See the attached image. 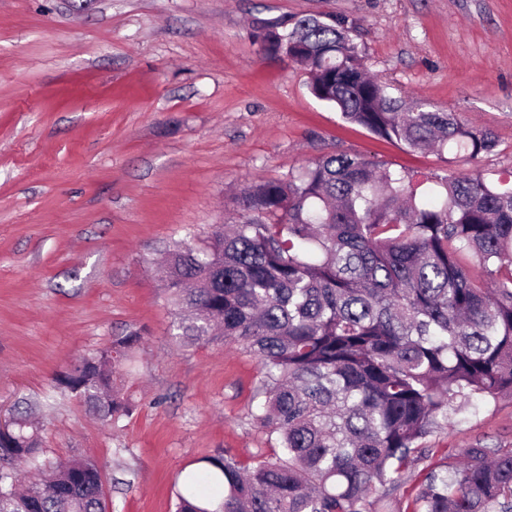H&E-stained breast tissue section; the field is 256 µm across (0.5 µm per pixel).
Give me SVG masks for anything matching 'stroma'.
<instances>
[{
	"instance_id": "35a3bbf8",
	"label": "stroma",
	"mask_w": 512,
	"mask_h": 512,
	"mask_svg": "<svg viewBox=\"0 0 512 512\" xmlns=\"http://www.w3.org/2000/svg\"><path fill=\"white\" fill-rule=\"evenodd\" d=\"M347 17L377 78L492 131L477 161L412 152L344 121L303 68L264 56L266 21ZM428 174L512 169V0H0V419L31 416L50 465L94 459L108 512H175L174 482L224 452L278 450L254 420L256 359L187 344L159 268L235 224L236 193L326 154ZM135 331L103 422L60 383ZM512 448V399L473 398L428 463Z\"/></svg>"
}]
</instances>
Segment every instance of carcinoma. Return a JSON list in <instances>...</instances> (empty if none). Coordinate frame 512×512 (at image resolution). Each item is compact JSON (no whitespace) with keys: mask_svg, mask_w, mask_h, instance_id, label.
<instances>
[{"mask_svg":"<svg viewBox=\"0 0 512 512\" xmlns=\"http://www.w3.org/2000/svg\"><path fill=\"white\" fill-rule=\"evenodd\" d=\"M351 31L342 16L312 17L282 32L269 23L258 39L266 55L305 67L314 97L373 134L474 161L496 148L493 133L457 114L392 95L368 75ZM426 181L359 154L323 156L244 188L243 222L168 254L179 336L254 355L255 419L281 449L251 468L225 453L202 458L203 482L222 496L179 490L176 512H376L426 457L421 441L471 396H512V171ZM471 261L486 279L470 275ZM140 341L116 337L61 383L102 419L129 414L112 373ZM42 452L25 419L0 434V512H107L90 459L19 488L17 465ZM413 503L512 512V450L476 444L452 466H427Z\"/></svg>","mask_w":512,"mask_h":512,"instance_id":"cac0c4a2","label":"carcinoma"}]
</instances>
